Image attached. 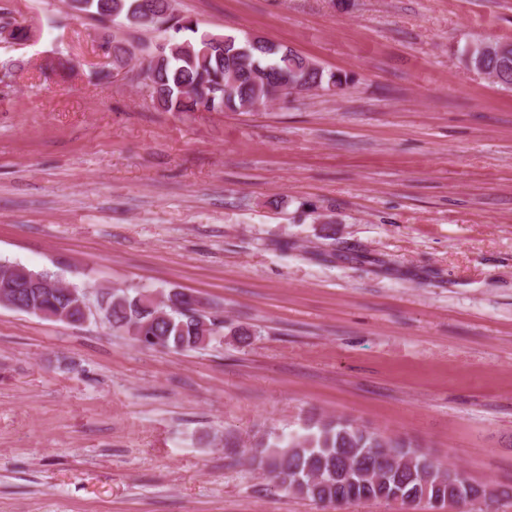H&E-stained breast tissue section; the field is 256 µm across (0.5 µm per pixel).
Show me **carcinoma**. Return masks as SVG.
<instances>
[{"label": "carcinoma", "instance_id": "cac0c4a2", "mask_svg": "<svg viewBox=\"0 0 512 512\" xmlns=\"http://www.w3.org/2000/svg\"><path fill=\"white\" fill-rule=\"evenodd\" d=\"M138 0H83L80 11L92 16L108 29L119 18L126 26L145 30L173 32L168 48L155 53L144 42L132 43L117 37L106 39L112 69L138 56L145 62L143 80L150 88L153 104L164 112H236L257 110L273 99L285 84L316 86L328 90L349 84L348 75L328 72L319 64L293 49L272 41L255 45L234 35L199 31L193 20L175 13L171 0H148V12L136 6ZM484 47L462 50V63L471 70L486 71L501 85H512V48L501 40H484ZM0 272L10 273L12 282L21 285L37 276L28 268L0 262ZM146 290L114 289L109 325L115 333H124L145 347L158 346L175 352L204 347L203 325L215 333L224 330L223 322L208 317L201 300L188 301L176 289L170 290L154 306L146 299ZM26 305L42 312L41 318L71 310L75 300L56 290L48 298H38L29 288L20 289ZM258 467L282 489L289 492L298 476L319 473L317 491L307 492L315 501L361 500L387 501L385 483L405 486L416 495H436L437 481L448 469L436 464L428 454L416 458L413 468L383 472L384 482L357 489L353 493L338 478L347 468L349 448L358 452L380 448H407L413 444L400 437L385 436L340 417L317 421L303 434L283 439H262L256 444Z\"/></svg>", "mask_w": 512, "mask_h": 512}]
</instances>
